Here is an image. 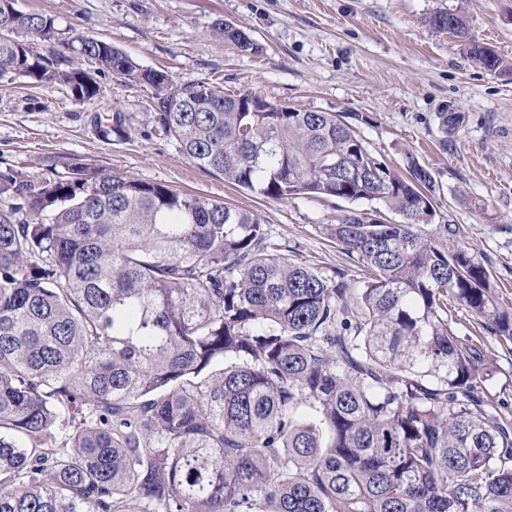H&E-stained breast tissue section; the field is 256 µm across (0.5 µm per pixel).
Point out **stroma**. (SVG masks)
<instances>
[{"label": "stroma", "instance_id": "1", "mask_svg": "<svg viewBox=\"0 0 512 512\" xmlns=\"http://www.w3.org/2000/svg\"><path fill=\"white\" fill-rule=\"evenodd\" d=\"M55 22L57 43L92 35L181 84L213 79L300 110L333 112L395 169L416 162L435 180V223L459 225L489 269L493 298L512 309V0H17ZM464 14L472 36L503 59L488 71L456 38L427 22ZM220 20L257 44L238 52L210 41ZM110 108L130 113L123 137L102 138L95 105L66 84L0 75V163L50 174L81 158L115 174L166 184L260 214L289 258L323 274L357 265L321 232L351 205L333 197L272 202L225 185L154 132L152 91L105 72ZM448 128L440 130L439 113ZM482 388L491 411L512 419V345L486 335Z\"/></svg>", "mask_w": 512, "mask_h": 512}]
</instances>
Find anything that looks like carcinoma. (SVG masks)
<instances>
[{"label":"carcinoma","mask_w":512,"mask_h":512,"mask_svg":"<svg viewBox=\"0 0 512 512\" xmlns=\"http://www.w3.org/2000/svg\"><path fill=\"white\" fill-rule=\"evenodd\" d=\"M15 2L1 75L90 104L99 73L147 85L154 131L225 183L376 206L322 225L362 272L328 277L254 212L79 159L0 168V512H512V432L452 309L504 344L512 313L459 225L433 223L431 173L400 175L335 113L179 85L94 36L59 50L54 19ZM428 22L499 68L462 15ZM212 37L258 51L230 22Z\"/></svg>","instance_id":"obj_1"}]
</instances>
